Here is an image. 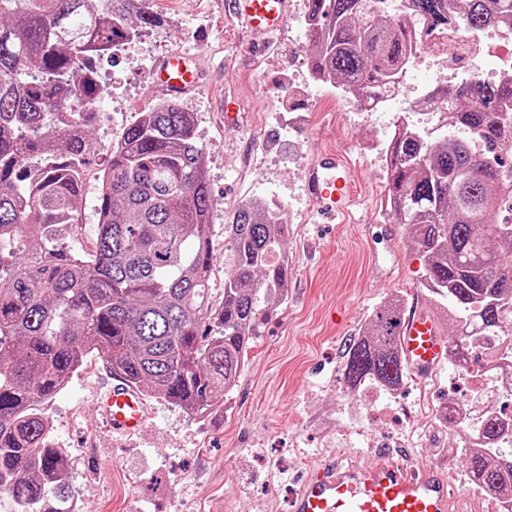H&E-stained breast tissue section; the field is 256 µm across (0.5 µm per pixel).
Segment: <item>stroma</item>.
Returning a JSON list of instances; mask_svg holds the SVG:
<instances>
[{
  "label": "stroma",
  "mask_w": 512,
  "mask_h": 512,
  "mask_svg": "<svg viewBox=\"0 0 512 512\" xmlns=\"http://www.w3.org/2000/svg\"><path fill=\"white\" fill-rule=\"evenodd\" d=\"M226 2L151 0L161 23L98 61L102 77L119 84L95 104L80 222L66 242L92 253L108 149L139 112L163 102L148 72L181 50L202 73L201 87L177 105L192 113L206 152L213 296L224 292V226L244 200L262 198L282 207L291 226L285 299L258 323L234 392L207 416L151 398L143 430L116 437L94 407L112 370L98 354L86 357L43 408L82 512H290L296 482L311 465L333 455L366 467L382 446L405 450L417 465L447 462L458 493L469 495L459 435L441 418L449 396L470 397L468 378L451 362L370 403L342 379L349 341L364 334L381 302L431 299L411 227L381 208L385 163L369 144L388 140L390 115L357 113L335 88L313 82L302 33L306 0H294L271 38L233 22ZM328 150L342 154L363 200L338 224L315 223L305 192L313 155Z\"/></svg>",
  "instance_id": "1"
}]
</instances>
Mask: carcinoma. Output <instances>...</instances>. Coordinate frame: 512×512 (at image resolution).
<instances>
[{
	"label": "carcinoma",
	"instance_id": "cac0c4a2",
	"mask_svg": "<svg viewBox=\"0 0 512 512\" xmlns=\"http://www.w3.org/2000/svg\"><path fill=\"white\" fill-rule=\"evenodd\" d=\"M306 0L310 69L321 83L382 97L413 58V17L426 31L476 32L512 20V0ZM150 0H0V494L10 512H70L64 452L49 445L42 405L97 352L140 391L204 416L236 385L259 315L283 299L290 227L249 203L224 225V297L210 302L211 198L193 118L170 102L138 113L112 145L96 243H64L84 193L82 165L102 89L91 59L156 25ZM448 133L426 143L406 124L385 156L387 203L411 225L430 292L456 322L453 366L497 332L512 342V75L433 92ZM40 162L33 177L26 168ZM400 299H387L349 345L344 385L395 392ZM469 481L512 509V423L489 413L460 426Z\"/></svg>",
	"mask_w": 512,
	"mask_h": 512
}]
</instances>
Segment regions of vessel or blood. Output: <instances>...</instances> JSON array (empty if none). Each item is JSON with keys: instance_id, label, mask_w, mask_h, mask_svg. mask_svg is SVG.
Returning a JSON list of instances; mask_svg holds the SVG:
<instances>
[{"instance_id": "1", "label": "vessel or blood", "mask_w": 512, "mask_h": 512, "mask_svg": "<svg viewBox=\"0 0 512 512\" xmlns=\"http://www.w3.org/2000/svg\"><path fill=\"white\" fill-rule=\"evenodd\" d=\"M291 8L292 0H230L232 18L264 32L279 31ZM150 76L168 95L184 97L196 87L200 73L192 56L172 52L153 66ZM306 189L329 223L347 214L355 201L348 168L333 152L318 155L310 165ZM398 349L410 372L426 378L441 366L448 343L439 321L415 305L402 320ZM96 407L107 428L120 435L140 432L148 415L141 393L121 382L102 394ZM454 498L443 468L413 466L402 449L385 447L366 468L335 460L321 464L303 480L291 512H452Z\"/></svg>"}]
</instances>
